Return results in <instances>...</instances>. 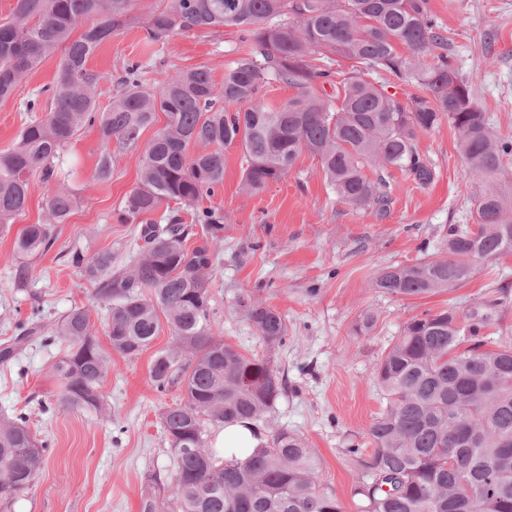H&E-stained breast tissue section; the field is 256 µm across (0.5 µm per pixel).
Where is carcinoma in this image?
I'll return each instance as SVG.
<instances>
[{
	"label": "carcinoma",
	"instance_id": "obj_1",
	"mask_svg": "<svg viewBox=\"0 0 512 512\" xmlns=\"http://www.w3.org/2000/svg\"><path fill=\"white\" fill-rule=\"evenodd\" d=\"M138 0H15L0 20V100L18 94L25 77L59 56L47 113L20 130L0 151V225L25 213L39 175L52 184L45 219L26 225L15 241L23 256L48 251L55 225L72 211L76 195L59 179L56 160L85 126L98 125L103 150L96 179L112 175L111 143L135 146L158 114L165 125L146 144L141 175L125 198L122 221L137 224V259L112 267V252L68 251L70 263L97 284L108 304L105 350L86 309L73 307L50 326L33 315L0 345V363L15 359L34 337L65 343L50 366L55 403L98 412L110 351L136 358L155 339L159 316L172 343L149 371L150 387L177 391L179 402L160 413L174 452L176 512H344L323 483L316 451L286 428L244 459L226 460L208 445V428L256 422L284 390L275 354L287 338L284 317L272 306L243 303L264 350L247 356L214 332L209 239L224 230V213L197 205L224 182V148L237 142L246 167L243 189L257 193L281 180L303 152L346 204L380 211L386 197L365 175L373 164L397 166L421 181L432 169L416 138L443 121L454 129L470 177L475 225L450 228L446 255L385 269L379 292L425 297L465 286L476 263L512 254V198L491 185L512 158V141L493 137L471 86L445 53L448 38L430 0H158L144 17L151 43L193 31L234 28L243 48L214 81L208 68L180 70L159 88L138 63L116 81L108 109H97L99 77L89 57L126 26ZM91 24L79 36L76 29ZM343 61L347 68H331ZM384 71L417 88L406 102L370 76ZM295 90L278 108L259 94L270 82ZM332 86L327 93L325 85ZM199 145L201 152L190 147ZM173 203L192 212L166 224L145 217ZM202 225V243L189 237ZM461 327L452 308L406 321L374 366L386 399L368 429L371 448H349L362 478L354 494L363 512H512V343ZM47 447L25 416L0 419V512L39 479ZM142 494L140 512H166L156 479Z\"/></svg>",
	"mask_w": 512,
	"mask_h": 512
}]
</instances>
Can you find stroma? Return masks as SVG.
Masks as SVG:
<instances>
[{
    "label": "stroma",
    "instance_id": "1",
    "mask_svg": "<svg viewBox=\"0 0 512 512\" xmlns=\"http://www.w3.org/2000/svg\"><path fill=\"white\" fill-rule=\"evenodd\" d=\"M155 2L137 0L131 25L90 57L87 66L99 77L100 108L108 107L128 62H140L146 82L158 87L173 71L196 66L223 80L237 57L238 35L229 28L146 42L143 18ZM430 7L495 136L512 140V0H430ZM57 65V58L48 59L26 78L19 96L0 101V151L12 146L33 112H44L45 89ZM30 100L35 103L31 112L26 109ZM155 132L148 127L141 145L115 151L112 178L106 182L94 176L102 151L98 129L78 133L60 159L77 199L65 223L57 225L49 251L26 257L14 250L20 230L44 219L45 188H36L24 215L0 228V342L13 336L16 322L33 310L51 324L78 306L88 310L100 343H107L106 306L69 263L67 252L77 244L91 253L111 252L113 266L128 264L135 231L121 220L123 204L139 180L142 144ZM416 148L434 172L429 182L397 167H366L367 177L388 195L379 214L339 200L317 158L306 153L281 180L260 193H245L243 152L236 144L224 150L223 184L202 202L224 213V229L211 243V292L225 342L247 355L262 353L241 308L251 298L277 309L288 326V338L276 353L286 388L257 427L265 435L280 427L301 435L315 449L323 482L345 512H361L362 506L353 494L360 473L348 449L367 443L368 428L385 407L373 367L403 324L452 306L462 325L485 317L484 335L512 337V254L479 262L464 287L424 298L402 299L374 288L385 268L440 257L451 225L474 222L475 183L466 173L454 130L441 124L420 134ZM22 265L30 266L31 276L18 288L14 281ZM367 314L374 319L372 327L355 335L356 323ZM170 343L164 326L137 358L113 355L99 413L55 405L49 363L60 346L35 341L16 361L0 365V417L25 414L49 448L38 481L16 499L12 512H140L148 476L172 486L173 452L159 414L176 396L149 386L151 362Z\"/></svg>",
    "mask_w": 512,
    "mask_h": 512
}]
</instances>
